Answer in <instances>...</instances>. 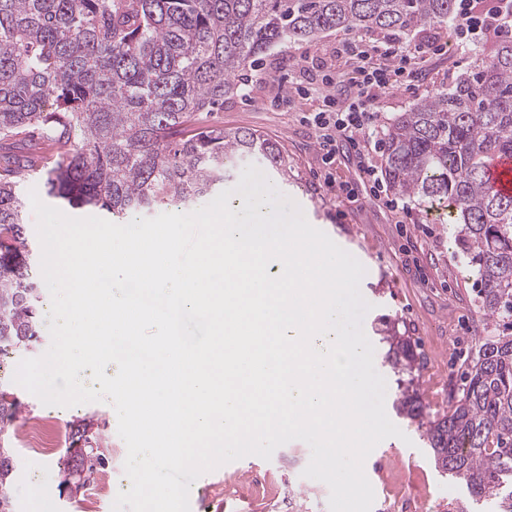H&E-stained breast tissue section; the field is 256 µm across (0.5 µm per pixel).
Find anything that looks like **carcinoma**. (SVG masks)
<instances>
[{"label": "carcinoma", "mask_w": 512, "mask_h": 512, "mask_svg": "<svg viewBox=\"0 0 512 512\" xmlns=\"http://www.w3.org/2000/svg\"><path fill=\"white\" fill-rule=\"evenodd\" d=\"M454 0H0V151L37 139L21 160L0 154V363L39 338L41 289L29 261L23 189L107 212L114 222L224 185L230 163L259 156L288 171L282 147L256 131L206 124L239 79L275 46L328 31L435 28ZM389 187L442 208L480 285L479 311L512 325V194L488 168L512 155V40L475 70L395 115L383 131ZM378 342L397 376L395 413L424 428L435 467L469 497L453 512H512V334L475 346L448 413L432 416L414 386L420 354L388 327ZM18 404L0 386V429ZM93 420L72 424L63 482L104 465ZM14 461L0 448V512H12Z\"/></svg>", "instance_id": "cac0c4a2"}]
</instances>
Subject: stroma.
I'll list each match as a JSON object with an SVG mask.
<instances>
[{"label":"stroma","mask_w":512,"mask_h":512,"mask_svg":"<svg viewBox=\"0 0 512 512\" xmlns=\"http://www.w3.org/2000/svg\"><path fill=\"white\" fill-rule=\"evenodd\" d=\"M344 38V33L328 32L312 42L272 49L239 94L226 97L223 111L210 113L207 121L228 130H255L281 144L288 157V173L272 171L269 179L302 208L312 226L364 266L360 291L371 305L363 319L367 338L376 336L385 316L409 327L422 355L415 383L428 412L441 413L462 387L477 341L501 334L503 328L480 313L472 272L455 247L448 225L414 204L405 211L388 209L362 184L354 156L340 151L331 163H324L315 131L304 120L319 110L321 96L314 92L282 98L281 81L305 84L326 71L343 70L335 51ZM476 57L473 51L462 55L451 50L432 59L414 88H397L384 97L382 119L449 85ZM343 184L356 190L357 201H348L340 193ZM19 360V355H12L0 368L19 407L18 420L1 442L15 457L10 486L13 512H31V494L37 486L50 493L48 512H87L91 501L96 504L94 512H112L116 491L102 489L96 480L71 492L63 482L60 462L69 446L70 423L91 417L107 452L105 473L122 472L127 448L117 433L115 410L106 402L69 408L43 405L13 383ZM45 419L55 420L59 429L56 449L49 455L25 448L21 440L24 427ZM394 423L403 438L383 440L364 462L375 495L371 512H449L456 500L464 498L463 488L436 470L416 424L399 417ZM310 457L309 446L295 440L277 448L271 459L250 455L232 466L219 467L208 512H258L252 498L259 479L273 489L281 504L279 512H329V487L303 475Z\"/></svg>","instance_id":"stroma-1"}]
</instances>
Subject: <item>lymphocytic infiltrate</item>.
I'll return each mask as SVG.
<instances>
[{
    "label": "lymphocytic infiltrate",
    "mask_w": 512,
    "mask_h": 512,
    "mask_svg": "<svg viewBox=\"0 0 512 512\" xmlns=\"http://www.w3.org/2000/svg\"><path fill=\"white\" fill-rule=\"evenodd\" d=\"M457 50L488 42L512 33V0H456L452 18ZM444 43L427 41L409 47L395 35L375 43L340 41L336 55L354 62V77L347 91L337 92L336 80L323 75L318 86L324 96L323 107L310 117L318 130L319 147L333 156L339 144H348L359 159L361 179L374 195L384 197L387 207L402 208L403 203L387 197L378 167L371 156L376 150L377 102L394 87L410 85L414 72L422 70L436 55L447 53Z\"/></svg>",
    "instance_id": "lymphocytic-infiltrate-1"
}]
</instances>
